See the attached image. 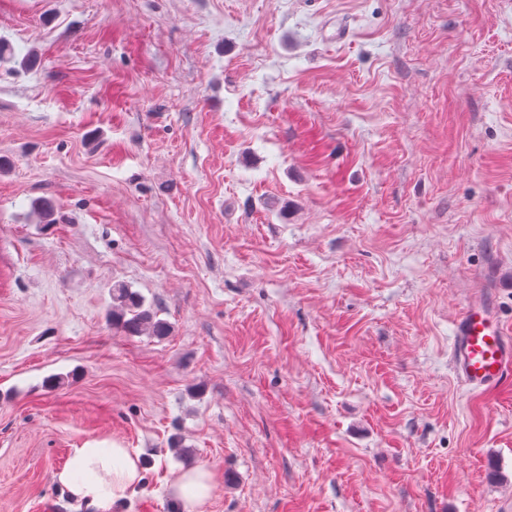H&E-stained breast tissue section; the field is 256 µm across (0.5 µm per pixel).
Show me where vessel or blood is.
<instances>
[{"label": "vessel or blood", "mask_w": 512, "mask_h": 512, "mask_svg": "<svg viewBox=\"0 0 512 512\" xmlns=\"http://www.w3.org/2000/svg\"><path fill=\"white\" fill-rule=\"evenodd\" d=\"M456 376L474 389H486L512 376V338L495 313L468 304L453 328Z\"/></svg>", "instance_id": "1"}]
</instances>
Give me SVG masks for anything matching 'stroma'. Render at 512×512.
<instances>
[{
	"label": "stroma",
	"mask_w": 512,
	"mask_h": 512,
	"mask_svg": "<svg viewBox=\"0 0 512 512\" xmlns=\"http://www.w3.org/2000/svg\"><path fill=\"white\" fill-rule=\"evenodd\" d=\"M0 512H512V0H0ZM47 198L56 221L31 206ZM171 331L112 325V289ZM58 378L55 387L47 379ZM453 336V369L469 387L486 389L512 375V339L495 313L468 304L455 320ZM142 478L140 459L126 448L86 444L72 448L57 481L93 512H112V505ZM213 474L204 468L188 469L175 480V492L183 505L184 512H196L213 488Z\"/></svg>",
	"instance_id": "1"
}]
</instances>
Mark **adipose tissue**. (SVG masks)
I'll return each instance as SVG.
<instances>
[{"label":"adipose tissue","instance_id":"ef3b65f1","mask_svg":"<svg viewBox=\"0 0 512 512\" xmlns=\"http://www.w3.org/2000/svg\"><path fill=\"white\" fill-rule=\"evenodd\" d=\"M141 478L137 455L125 448L96 444L72 449L67 464L57 473L59 485L93 512H112L113 504ZM213 483L212 473L203 468L189 469L177 476L175 492L185 512H196L209 497Z\"/></svg>","mask_w":512,"mask_h":512}]
</instances>
